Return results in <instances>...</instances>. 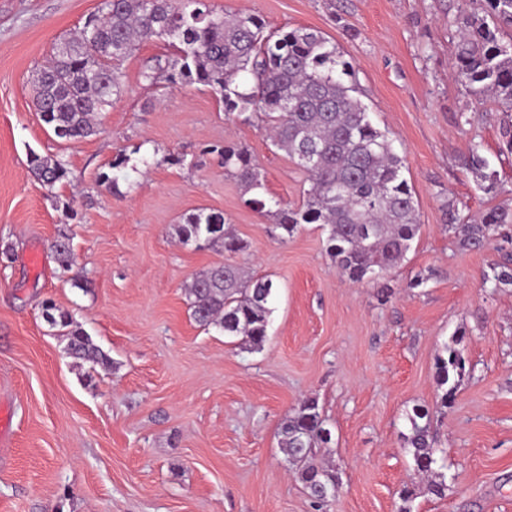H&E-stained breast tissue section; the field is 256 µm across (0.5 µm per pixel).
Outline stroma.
I'll return each mask as SVG.
<instances>
[{
    "label": "stroma",
    "instance_id": "35a3bbf8",
    "mask_svg": "<svg viewBox=\"0 0 512 512\" xmlns=\"http://www.w3.org/2000/svg\"><path fill=\"white\" fill-rule=\"evenodd\" d=\"M269 29L309 27L358 72L373 122L404 158L420 231L402 266L351 283L326 252L327 231L281 238L205 146L249 147L264 192L296 206L307 182L259 125L227 119L201 86L151 87L140 73L173 48L140 44L122 63L123 93L99 134L55 137L30 80L56 41L100 0H0V512H512V286L483 275L512 257V236L463 247L446 203L477 216L512 200L480 191L463 165L469 140L512 183L503 119L461 86L454 67L459 0H212ZM125 168H112L120 153ZM63 157L48 188L30 154ZM179 154L184 164L172 165ZM117 182L99 188V174ZM222 213L243 255L182 244V215ZM69 237L75 264L56 263ZM232 262L271 278L269 336L253 350L192 318L186 287ZM67 311L106 363L72 358L44 305ZM456 347L466 369L448 406L436 363ZM315 400L331 440L317 451L339 480L315 506L281 450L284 418ZM428 408L436 496L413 470L404 434ZM411 490L403 503V490Z\"/></svg>",
    "mask_w": 512,
    "mask_h": 512
}]
</instances>
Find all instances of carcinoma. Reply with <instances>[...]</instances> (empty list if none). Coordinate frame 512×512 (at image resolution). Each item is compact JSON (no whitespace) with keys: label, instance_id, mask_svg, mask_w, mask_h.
<instances>
[{"label":"carcinoma","instance_id":"cac0c4a2","mask_svg":"<svg viewBox=\"0 0 512 512\" xmlns=\"http://www.w3.org/2000/svg\"><path fill=\"white\" fill-rule=\"evenodd\" d=\"M470 2L461 0L458 80L472 96L494 102L505 114L501 135L512 153V0H483L480 12L467 9ZM155 40L172 47L175 59L151 58L142 71L144 81L207 88L229 120L264 122L273 146L306 174L309 187L300 205L257 194L248 200L254 211L272 218L286 236L301 224L325 226L327 254L354 283L401 264L420 228L412 187L403 177L404 159L372 122L353 64L316 29L269 31L260 16L219 13L210 0H103L77 34L60 39L51 59L36 70L34 110L62 140L79 141L99 133V117L122 93V62L137 45ZM204 153L215 156L246 191L263 187L247 146L226 141L206 147ZM463 163L484 193H512L481 154L480 143L469 142ZM30 171L50 188L69 176L63 160L35 153L30 155ZM448 220V230L465 247L482 249L512 227V206L497 205L476 219L452 208ZM179 235L182 243L198 249L219 246L232 255L250 249L247 241L225 228L221 213L184 215ZM52 248L59 265L70 267V238H58ZM483 280L496 288L512 285V260L491 265ZM273 290L271 279L247 278L238 265L223 263L196 275L187 295L196 323L218 327L224 335L240 337L260 350L267 341ZM45 317L53 326L69 328L67 351L73 358L92 363L105 358L82 329L71 328L67 313L48 312ZM464 370L465 360L455 349H447V357L438 360L442 405H448ZM409 420L404 445L413 470L430 478V493L442 496L445 480L431 479L436 439L429 412L416 408ZM325 430L313 400L303 402L281 425V449L300 464L299 478L317 503L322 488L335 479L332 469L314 463L315 444L330 440Z\"/></svg>","mask_w":512,"mask_h":512}]
</instances>
